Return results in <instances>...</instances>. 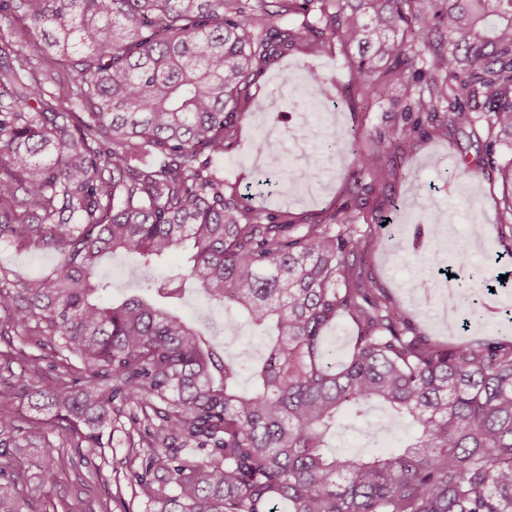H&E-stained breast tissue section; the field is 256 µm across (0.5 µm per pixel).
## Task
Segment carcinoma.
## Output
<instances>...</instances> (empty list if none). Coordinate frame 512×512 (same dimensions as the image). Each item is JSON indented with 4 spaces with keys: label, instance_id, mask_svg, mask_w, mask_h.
Instances as JSON below:
<instances>
[{
    "label": "carcinoma",
    "instance_id": "obj_1",
    "mask_svg": "<svg viewBox=\"0 0 512 512\" xmlns=\"http://www.w3.org/2000/svg\"><path fill=\"white\" fill-rule=\"evenodd\" d=\"M312 11L315 25H280ZM0 14L43 42L37 55L0 46V238L63 256L48 276L0 267L4 335L39 336L54 356L53 386L31 391L44 357L0 351L25 360L20 397L42 398L91 448L125 409L154 422L135 478L147 512H512V340L423 334L365 276L367 235L349 218L249 209L213 165L253 73L322 38L362 52L359 95L402 85L409 112L512 139V0H0ZM428 53L441 75L424 84ZM389 145L361 151L370 175ZM257 150L282 169L272 142ZM180 247V272L104 298L103 257L159 267ZM190 288L272 332L251 392L224 344L178 310ZM342 316L357 334L336 369L325 331ZM377 403L410 420L414 443L330 453L327 436ZM14 429L0 408V445ZM37 460L38 486L56 483L63 448L45 439ZM23 478L0 470V512H36L20 507Z\"/></svg>",
    "mask_w": 512,
    "mask_h": 512
}]
</instances>
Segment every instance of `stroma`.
I'll use <instances>...</instances> for the list:
<instances>
[{
  "label": "stroma",
  "mask_w": 512,
  "mask_h": 512,
  "mask_svg": "<svg viewBox=\"0 0 512 512\" xmlns=\"http://www.w3.org/2000/svg\"><path fill=\"white\" fill-rule=\"evenodd\" d=\"M357 56V50L336 41L298 43L254 76L248 88L250 102L240 113L236 135L219 162L225 189L242 193L247 206L287 216L295 224H321L335 213L354 215L368 234L365 270L369 279L374 287L391 294L418 330L446 343L481 336L512 337V323L505 315L506 308H512V287L494 295L483 292L492 273L512 262V215L505 211L507 186L499 174L501 167L512 162V146L491 142L481 123L433 129L424 114L408 111L409 100L400 87L387 100L362 101L349 88ZM299 71L315 73L323 99L339 106L338 111L314 120L327 138L356 128L366 142L379 136L390 139L398 124L409 127V138L383 157L381 179L359 173L355 151L340 146L325 151L319 143L303 140L297 107L281 84L283 73ZM262 137L279 144L292 175L271 195L256 188L263 158L255 145ZM312 167L318 170V178L301 180V172ZM393 212L398 215L397 224H383V217ZM434 213L443 217L442 226L430 222ZM400 227L408 239L417 240V250L401 255L391 252V236ZM463 249L474 259L465 274L470 285L482 292L481 321L467 331L441 325L434 317L435 294L415 289L419 276L436 277L438 265H454ZM61 260L56 251L36 244L19 249L0 240V267L20 278L47 273ZM98 272L111 280L117 296L139 293L140 281L157 275L154 268L124 254L102 258ZM213 315L227 326L228 356L247 366L260 363L267 342L258 330L235 313L218 308ZM13 412L15 435L21 443L50 439L65 444V470L57 483L42 489L41 504L56 507L57 512H146L132 481L147 454L141 445L148 431L144 421L121 418L111 434L103 436L102 447L90 448L82 445L79 435H61L50 416L32 411L26 400H15ZM371 416L382 426L376 437L367 436L362 421L350 417L330 437L333 451L393 450L413 434L407 422L387 410H374Z\"/></svg>",
  "instance_id": "1"
}]
</instances>
